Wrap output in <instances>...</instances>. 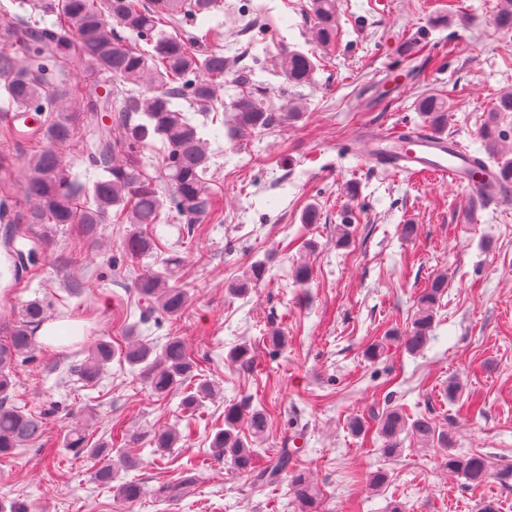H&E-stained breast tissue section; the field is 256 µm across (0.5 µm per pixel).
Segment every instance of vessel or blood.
I'll return each instance as SVG.
<instances>
[{
	"mask_svg": "<svg viewBox=\"0 0 512 512\" xmlns=\"http://www.w3.org/2000/svg\"><path fill=\"white\" fill-rule=\"evenodd\" d=\"M376 148L397 154L403 170L467 187L475 197L487 204L501 205L507 201L504 195L488 192L482 178L470 176L465 153L447 137L436 132L425 133L411 142L391 144L379 140L364 146L368 152Z\"/></svg>",
	"mask_w": 512,
	"mask_h": 512,
	"instance_id": "1",
	"label": "vessel or blood"
}]
</instances>
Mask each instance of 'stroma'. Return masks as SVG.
I'll list each match as a JSON object with an SVG mask.
<instances>
[{"mask_svg": "<svg viewBox=\"0 0 512 512\" xmlns=\"http://www.w3.org/2000/svg\"><path fill=\"white\" fill-rule=\"evenodd\" d=\"M500 3L338 0V39L325 50L311 40V0H224L218 46L249 71L243 84L225 74L224 100L249 93L270 112L291 103L302 110L278 126L226 131L211 143L209 186L224 199L223 223L204 220L191 231L173 214L156 227L185 261L178 283L190 299L180 317L139 333L159 346L181 337L216 395L187 417L180 393L157 398L119 360L93 387L72 374L94 341L124 343L117 316L136 310V277L153 262L113 269L127 227L106 223L88 265H71L78 237L54 228L28 283L0 287V323L39 298L53 319L79 322L83 335L56 349L38 346L34 360L18 367V405L53 413L39 443L0 459V499H26L39 512H301L287 483L253 491L246 475L210 455L225 407L247 401L270 412L269 432L255 445L259 461L287 443L301 447L296 465L318 487L321 512H389L395 501L404 512H477L487 497L512 512V480L473 487L443 469L440 449L408 448L388 459L378 438L350 429L389 405L426 413L451 430L457 453L512 467V205L487 206L451 183L351 153L372 134L424 124L417 102L434 95L451 106L445 135L460 150L483 154L489 115L498 96L512 91V32L493 24ZM284 47L313 58L309 83L293 86L276 75ZM309 203L320 211L318 223L301 221ZM345 222L351 240L340 247L336 229ZM407 224L414 227L408 236ZM302 258L313 277L299 286L288 271ZM259 260L267 266L263 280L246 296L230 295L228 285ZM439 275L447 286L431 340L409 353L401 338L422 290ZM87 278L93 291L70 294L73 282ZM275 334L285 337L284 348L271 346ZM377 342L383 354L373 360L367 349ZM242 343L255 356L248 370L227 360ZM452 381L460 386L453 399L446 393ZM89 408L91 441L112 444L109 488L95 479L94 463L63 445ZM188 426L187 440L154 454L155 430ZM379 469L388 480L374 491L367 476ZM186 474L197 478L187 495L160 497V486ZM130 480L142 482L147 496L122 500L116 487Z\"/></svg>", "mask_w": 512, "mask_h": 512, "instance_id": "stroma-1", "label": "stroma"}]
</instances>
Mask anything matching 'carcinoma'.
Instances as JSON below:
<instances>
[{"mask_svg": "<svg viewBox=\"0 0 512 512\" xmlns=\"http://www.w3.org/2000/svg\"><path fill=\"white\" fill-rule=\"evenodd\" d=\"M28 7V15L18 13ZM223 9L224 0H11L0 8V32L15 45L0 49V81L6 97L0 110L13 113L11 121L0 128V138L51 144L33 151L27 159V176L20 185L30 207L21 216L14 211L12 194L18 184L12 166L7 157L0 158V222L12 225L11 233L0 241L6 257L0 277L7 280L6 287L25 282L35 265L36 249L24 251L16 246L18 239L27 236L30 225H69L80 240L93 246L98 243L99 225L113 219L130 224L120 250L123 262L151 257L160 264V269L146 270L137 281L139 323L174 319L184 313L188 294L170 284L182 260L177 255L165 256L160 238L153 233V225L164 221L163 201L158 185L144 170L143 151L155 138L164 144L157 164L176 210L224 222V204L208 193L206 185L211 155L203 129L213 125L211 134L217 139L224 127L216 91L224 81L228 61L221 51H199L202 44L219 35L211 18ZM312 12V40L320 47L332 46L336 41V0H312ZM47 16L55 17L49 26L44 22ZM168 26H189L194 33L184 39L166 33ZM123 31L145 46L124 44ZM73 65L89 73H108L115 84L95 99L80 96L64 84ZM279 68L289 83L300 85L311 79L314 63L308 54L285 48ZM186 99L200 105L209 121L194 123L179 107L178 101ZM231 109L242 132L265 129L298 114L296 107L282 114L268 112L251 95L235 98ZM418 111L437 129L448 122V105L434 96L420 98ZM78 126L89 135L80 150L86 173L95 176L88 199L82 197V184L62 164L57 151L72 140ZM485 137L486 156H470L471 172H485L493 160L500 175L498 187L512 191V158L502 149L507 134L500 131L494 137L487 131ZM264 274L265 263H254L229 292L246 293ZM291 276L305 285L312 279V267L302 260L292 267ZM443 288L445 278L438 276L419 296L415 318L403 337L407 351L419 352L428 343ZM47 318L48 306L42 300L25 302L19 318L7 329L8 341L0 343V458L44 436L47 413H30L19 407L13 386L17 366L34 358L36 331ZM137 327L138 323L124 325L128 341L121 355L156 396L163 397L192 381L197 363L180 338L171 337L158 348L137 336ZM114 357L111 342L101 340L72 372L94 386ZM212 395L211 385L201 381L183 393L182 406L195 412ZM243 421L247 439L239 432ZM350 427L357 433L374 430L384 442L381 451L387 457L402 451L400 435L406 432L422 447L442 449L444 466L468 484L477 487L493 476L491 462L484 455L451 453L453 436L426 414L410 418L389 406L374 419V425L357 419ZM267 430L265 410L247 403L231 405L224 409V425L215 432L211 448L217 459L249 474L258 492L277 484L282 473H289L291 492L303 512H319V492L307 472L295 467V450L283 448L275 459L258 464L252 440L264 438ZM180 440L181 433L169 428L152 436L153 447L163 454ZM65 444L75 454L97 460L109 453L107 443L88 445L81 428L70 430ZM118 493L133 502L144 488L130 481L121 484Z\"/></svg>", "mask_w": 512, "mask_h": 512, "instance_id": "cac0c4a2", "label": "carcinoma"}]
</instances>
